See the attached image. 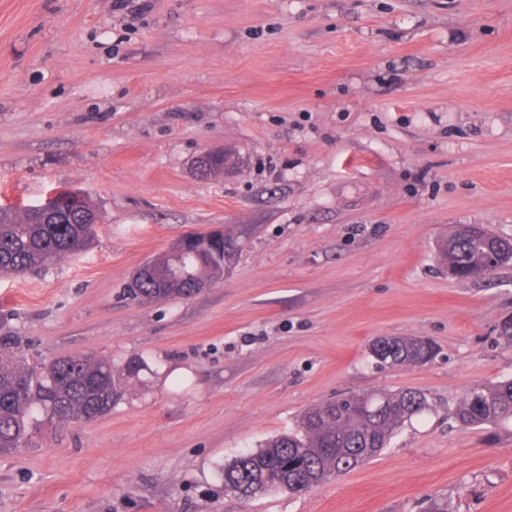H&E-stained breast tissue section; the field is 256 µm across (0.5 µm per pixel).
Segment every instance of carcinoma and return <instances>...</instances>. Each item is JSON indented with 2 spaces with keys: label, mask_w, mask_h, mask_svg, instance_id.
<instances>
[{
  "label": "carcinoma",
  "mask_w": 512,
  "mask_h": 512,
  "mask_svg": "<svg viewBox=\"0 0 512 512\" xmlns=\"http://www.w3.org/2000/svg\"><path fill=\"white\" fill-rule=\"evenodd\" d=\"M98 209L91 201L53 214L0 204V274L23 276L65 256L90 248ZM200 232H190L177 249L155 257L152 271L140 275L128 294L146 302L186 298L222 266H232L243 245L226 228L198 250ZM448 274L458 280H484L512 266V242L485 227L471 233L458 224L438 249ZM0 455L33 443L44 423L57 427L92 422L112 411L124 389L112 359L59 356L38 368L17 358L9 337L0 336ZM371 357L382 366H421L436 356L435 346L416 337H377ZM429 408L425 394L413 390L370 391L315 404L295 429L276 436L224 467V487L246 499L272 492H307L378 456L404 423ZM465 428H497L512 422V379L476 384L455 413Z\"/></svg>",
  "instance_id": "1"
}]
</instances>
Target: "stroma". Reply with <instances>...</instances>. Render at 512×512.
Segmentation results:
<instances>
[{"mask_svg":"<svg viewBox=\"0 0 512 512\" xmlns=\"http://www.w3.org/2000/svg\"><path fill=\"white\" fill-rule=\"evenodd\" d=\"M235 166L200 179L194 158ZM83 192L95 242L0 275V336L32 366L140 358L91 423L0 455V512H512V425L455 419L512 378V268L449 278L456 225L512 239V0H0V203ZM244 250L190 298L126 286L188 231ZM419 336L423 366L368 345ZM430 407L312 491L244 499L223 470L311 405ZM212 161L215 166H211L212 168L218 167L220 170H215L216 172H220V174L224 173V170L227 169L229 165V159L227 158L224 150L221 148H208L204 149L196 158L193 166V173L200 178H207L214 176L213 172L210 173V168L208 167V163ZM205 166V167H204ZM219 174V175H220ZM369 353L381 366H421L436 356V349L416 337H377L369 344Z\"/></svg>","mask_w":512,"mask_h":512,"instance_id":"stroma-1","label":"stroma"}]
</instances>
